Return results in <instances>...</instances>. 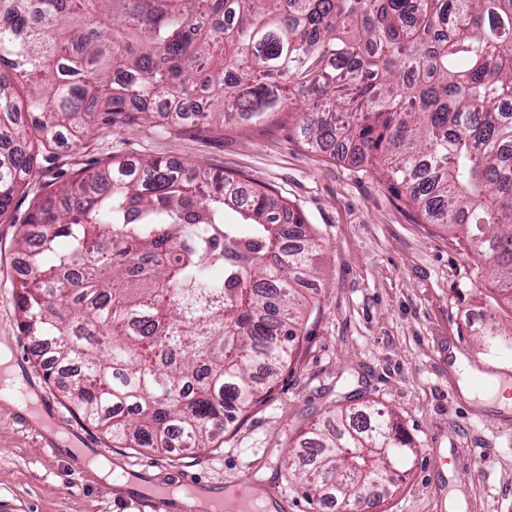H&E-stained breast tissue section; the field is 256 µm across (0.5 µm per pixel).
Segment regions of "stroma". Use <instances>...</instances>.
I'll return each mask as SVG.
<instances>
[{
  "mask_svg": "<svg viewBox=\"0 0 512 512\" xmlns=\"http://www.w3.org/2000/svg\"><path fill=\"white\" fill-rule=\"evenodd\" d=\"M162 158L274 189L298 209L321 244L314 305L262 403L240 416L221 447L140 455L113 447L69 409L59 378L35 365V345L19 330L16 242L45 195L115 159ZM512 327V303L486 273V261L437 225L424 223L379 172L311 149L277 122L191 125L118 117L80 140L44 153L38 173L0 219V337L40 399L51 425L24 420L0 400V512H141L131 486L78 468L46 433L94 449L113 467L177 484L190 472L212 485L249 476L257 497L287 501L288 512H336L306 495L290 463L298 437L329 410L366 399L391 409L416 454L390 495L358 512H449L472 492L464 512H512V413L478 409L450 369L458 351L481 374H502L512 359L493 354L477 331L488 321Z\"/></svg>",
  "mask_w": 512,
  "mask_h": 512,
  "instance_id": "stroma-1",
  "label": "stroma"
}]
</instances>
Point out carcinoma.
I'll return each instance as SVG.
<instances>
[{
	"instance_id": "obj_1",
	"label": "carcinoma",
	"mask_w": 512,
	"mask_h": 512,
	"mask_svg": "<svg viewBox=\"0 0 512 512\" xmlns=\"http://www.w3.org/2000/svg\"><path fill=\"white\" fill-rule=\"evenodd\" d=\"M28 88L20 101L15 83ZM321 103L291 107L294 97ZM198 97L190 119L179 99ZM169 103L173 124L270 122L372 166L463 237L512 299V0H0V219L63 133ZM17 252L24 335L74 366L72 411L114 448L215 447L290 357L320 244L266 187L112 161L34 204ZM512 351V329H482ZM307 493L391 488L414 449L367 403L313 430Z\"/></svg>"
}]
</instances>
